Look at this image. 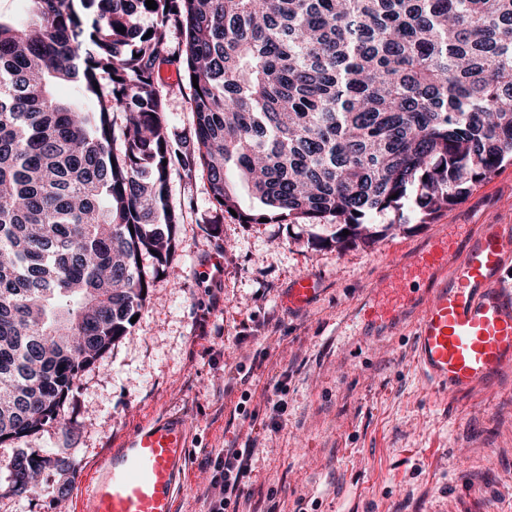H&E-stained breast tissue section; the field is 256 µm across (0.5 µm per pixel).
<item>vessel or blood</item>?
<instances>
[{
	"label": "vessel or blood",
	"mask_w": 512,
	"mask_h": 512,
	"mask_svg": "<svg viewBox=\"0 0 512 512\" xmlns=\"http://www.w3.org/2000/svg\"><path fill=\"white\" fill-rule=\"evenodd\" d=\"M320 291L303 276L283 298L306 309ZM365 322L392 323L417 307L413 336L421 373L446 395L491 393L512 384V225L481 224L467 238L440 232L377 288ZM189 448L181 420L139 426L85 484L81 512H177Z\"/></svg>",
	"instance_id": "vessel-or-blood-1"
}]
</instances>
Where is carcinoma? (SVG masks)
Here are the masks:
<instances>
[{
  "instance_id": "carcinoma-1",
  "label": "carcinoma",
  "mask_w": 512,
  "mask_h": 512,
  "mask_svg": "<svg viewBox=\"0 0 512 512\" xmlns=\"http://www.w3.org/2000/svg\"><path fill=\"white\" fill-rule=\"evenodd\" d=\"M27 2V20L0 21V446L56 420L173 274L168 33L174 88L192 92L180 161L242 224L329 219L317 244H369L407 205L424 223L512 161V0ZM63 83L94 107L57 98ZM232 169L262 208L241 207ZM50 467L74 473L65 452L20 448L0 489L23 497ZM182 70L181 61L173 52L160 66V81L157 88L166 104V114L169 120L168 132L175 147L190 146L193 149L190 138V130L193 125V113L191 110V93L186 87L182 93L172 94L170 85L176 83L178 72Z\"/></svg>"
}]
</instances>
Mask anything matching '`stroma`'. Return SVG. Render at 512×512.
I'll return each instance as SVG.
<instances>
[{
  "label": "stroma",
  "instance_id": "35a3bbf8",
  "mask_svg": "<svg viewBox=\"0 0 512 512\" xmlns=\"http://www.w3.org/2000/svg\"><path fill=\"white\" fill-rule=\"evenodd\" d=\"M182 64L169 55L157 85L174 146L191 145V93H171ZM169 203L182 213L172 265L154 279L132 336L84 372L56 421L19 440L77 461L70 484L53 470L0 512L77 505L98 464L142 423L180 416L190 429L177 512H206L205 454L256 437L244 480L257 512H512V391L450 398L414 363L417 311L388 327L362 324L371 288L438 231L512 224V162L427 223L413 212L370 247L314 245L327 226L242 224L216 210L206 174L173 166ZM303 275L322 290L288 311ZM250 373L248 418L234 417ZM281 386L282 413L267 400ZM66 495H59L60 486Z\"/></svg>",
  "mask_w": 512,
  "mask_h": 512
}]
</instances>
